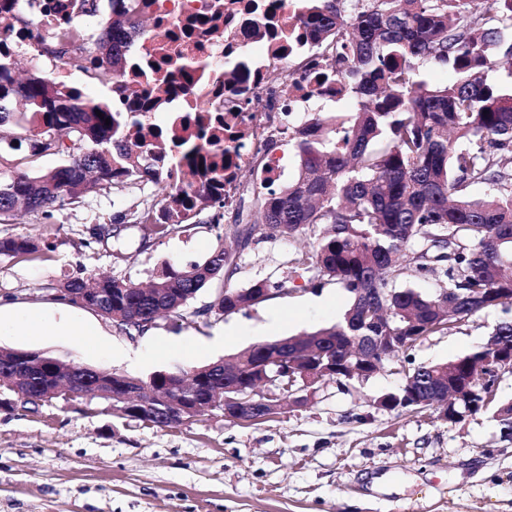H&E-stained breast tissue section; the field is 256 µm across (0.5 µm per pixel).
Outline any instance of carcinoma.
Masks as SVG:
<instances>
[{
  "instance_id": "carcinoma-1",
  "label": "carcinoma",
  "mask_w": 512,
  "mask_h": 512,
  "mask_svg": "<svg viewBox=\"0 0 512 512\" xmlns=\"http://www.w3.org/2000/svg\"><path fill=\"white\" fill-rule=\"evenodd\" d=\"M306 2L308 32L324 45L321 85L337 84L341 96L356 99L357 110L313 112L289 131L299 158L295 178L279 192L253 190L255 210L237 213L247 226L233 228L231 245H218L187 270L167 265L145 288L127 279L90 284L74 276L60 283L63 296L103 301L106 310L137 318L132 326L119 324L122 331L142 333L160 311L181 316L213 279L230 281L238 271L237 253L251 241L310 237L312 251L294 263L309 274L312 287L336 284L351 298L336 324L313 332L316 354L309 369L316 374L331 359L347 363L353 336L447 334L484 309L512 310V93L485 77L486 48L501 40V28L487 25L479 0H352L350 14L336 0ZM487 10L512 26V0H490ZM146 21L140 12L110 14L93 48L70 21L37 47L41 55L112 84L110 102H96L63 82L50 84L35 69L20 79L15 55L0 50V128L32 125L30 135L9 143L18 151L29 142L30 157L0 153V224L13 223L20 204L49 216L79 201L90 176L105 189L164 184L158 203L127 214L131 223L151 226L154 236L220 202L210 188L235 166V150L214 153L212 142L224 128L209 122V103L189 108L197 136L174 142V169L159 165L158 146L145 141L143 130L162 111L161 101L134 94L120 74L126 39L144 33ZM163 62L181 76L173 92L195 85L197 62L179 50ZM448 64L455 80L433 86L423 78L425 69ZM54 154L67 155V162L35 175L25 170L33 158ZM473 184L489 192L470 198L466 190ZM39 253L24 237L0 238V256ZM436 270L444 281L433 294L390 287L412 273ZM269 288L265 279L244 289L227 286L214 307L222 314L260 304ZM491 335L457 358L456 386L470 384L479 370L489 374L505 366L512 355V317L499 321ZM46 358V367L20 389L1 381L0 399H14L19 390L42 395L45 403L59 399L48 388L70 362ZM399 371L416 380L417 398L405 408L431 409L434 394L424 381L436 372L434 365H402ZM94 377L92 368L76 369L73 388L81 395L74 402H111L90 387ZM486 394L481 404L458 408L460 419L489 413L511 437L512 401H498L493 389Z\"/></svg>"
}]
</instances>
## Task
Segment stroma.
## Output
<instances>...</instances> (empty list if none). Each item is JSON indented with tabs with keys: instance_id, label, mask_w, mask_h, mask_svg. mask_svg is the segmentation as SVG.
Here are the masks:
<instances>
[{
	"instance_id": "35a3bbf8",
	"label": "stroma",
	"mask_w": 512,
	"mask_h": 512,
	"mask_svg": "<svg viewBox=\"0 0 512 512\" xmlns=\"http://www.w3.org/2000/svg\"><path fill=\"white\" fill-rule=\"evenodd\" d=\"M159 185L94 188L50 216L20 214L0 237L27 236L39 258L0 257V313L69 321L63 336L0 334V349L46 352L78 365L146 380L158 370H190L251 346L316 331L349 304L339 286L312 290L293 260L306 241L268 239L241 252L232 284L268 280L265 302L230 315L212 313L224 289L214 279L178 317H162L127 335L110 319L56 299L66 277L107 275L148 283L165 265L203 261L235 222L206 209L169 234L142 242L115 217L157 203ZM118 226L113 259L92 241ZM505 316L482 311L461 330L423 338L405 366L448 362L483 343ZM94 333L96 346L85 343ZM223 336L220 348L211 340ZM397 363L341 387L320 384L306 405L240 423L215 410L173 427L117 418L54 401L29 411L0 409V512H512V438L490 415L450 423L432 411L389 410Z\"/></svg>"
}]
</instances>
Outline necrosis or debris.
<instances>
[{"label":"necrosis or debris","instance_id":"4bbe7bcc","mask_svg":"<svg viewBox=\"0 0 512 512\" xmlns=\"http://www.w3.org/2000/svg\"><path fill=\"white\" fill-rule=\"evenodd\" d=\"M215 0H135L137 10L152 16L158 23L154 34L139 38L127 50L132 62L151 56L161 62L157 53L158 41L185 44L207 72L206 83L199 88L178 94L167 93L162 75L137 77L138 94L161 98L164 113L173 126H180L187 106L195 95L213 98L217 87L224 81V65L231 59H241L252 78L236 81L225 92L220 107L221 114L234 123L246 122L253 128L250 137L238 144L239 167L249 166L265 147V136L270 119L281 125L295 123L312 112L319 98L314 90L318 82L316 70L299 73L298 87L279 86L269 92L262 77L273 65L288 68L297 57L311 56L313 44L306 35L304 0H282L274 16H267L265 0H224V11L214 15ZM81 0H12V9L0 18V40L11 43L14 51L35 48L37 39L52 38L63 20L82 18ZM206 16L213 26V33L185 39L183 31L195 19ZM287 30L288 43L277 48L267 31L270 27Z\"/></svg>","mask_w":512,"mask_h":512}]
</instances>
